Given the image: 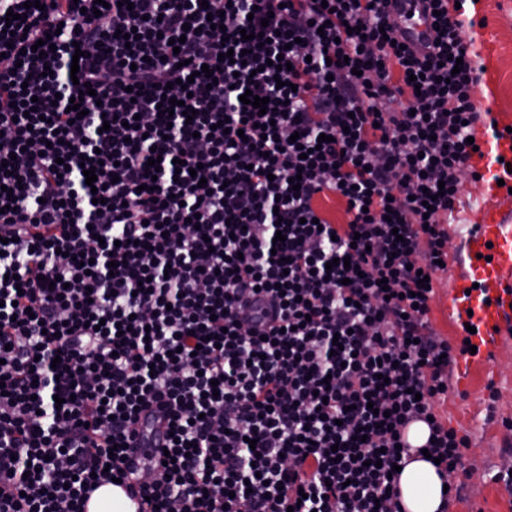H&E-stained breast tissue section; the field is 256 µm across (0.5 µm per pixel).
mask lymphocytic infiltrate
I'll return each mask as SVG.
<instances>
[{
  "label": "lymphocytic infiltrate",
  "mask_w": 512,
  "mask_h": 512,
  "mask_svg": "<svg viewBox=\"0 0 512 512\" xmlns=\"http://www.w3.org/2000/svg\"><path fill=\"white\" fill-rule=\"evenodd\" d=\"M39 2L0 0V512H84L144 414L147 512H404L415 422L464 470L434 414L467 347L418 277L483 119L475 0H425L424 55L391 0Z\"/></svg>",
  "instance_id": "lymphocytic-infiltrate-1"
}]
</instances>
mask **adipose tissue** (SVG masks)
<instances>
[{"label": "adipose tissue", "mask_w": 512, "mask_h": 512, "mask_svg": "<svg viewBox=\"0 0 512 512\" xmlns=\"http://www.w3.org/2000/svg\"><path fill=\"white\" fill-rule=\"evenodd\" d=\"M429 435L425 423L410 426L407 439L415 450L402 460L398 486L406 512H446V495L443 491L445 477L416 452Z\"/></svg>", "instance_id": "adipose-tissue-1"}]
</instances>
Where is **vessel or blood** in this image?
<instances>
[{"instance_id": "vessel-or-blood-1", "label": "vessel or blood", "mask_w": 512, "mask_h": 512, "mask_svg": "<svg viewBox=\"0 0 512 512\" xmlns=\"http://www.w3.org/2000/svg\"><path fill=\"white\" fill-rule=\"evenodd\" d=\"M421 0H394V21L402 42L423 51L433 31L421 14ZM479 153L469 160L481 176L479 202L468 213L464 237L468 261L461 266L457 285L449 292V319L474 322L480 327L472 342L475 354L461 356L460 383H469L476 369L490 368L498 353V330L512 314V138L485 134Z\"/></svg>"}]
</instances>
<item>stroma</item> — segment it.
Listing matches in <instances>:
<instances>
[{"label": "stroma", "instance_id": "35a3bbf8", "mask_svg": "<svg viewBox=\"0 0 512 512\" xmlns=\"http://www.w3.org/2000/svg\"><path fill=\"white\" fill-rule=\"evenodd\" d=\"M480 24L465 27V37L473 41V50L496 54V78L491 112L512 115V0H481L477 6ZM475 183L464 178L455 207L448 213V262H458V246L466 231V215L474 204ZM496 389V403H489V389ZM436 411L443 423L458 434L467 435L470 446L466 464L470 469L459 499L450 512H512V491L497 482L496 474L505 462L501 447L512 438L503 419H512V336H501L500 352L489 376H477L469 388L455 387Z\"/></svg>", "mask_w": 512, "mask_h": 512}]
</instances>
